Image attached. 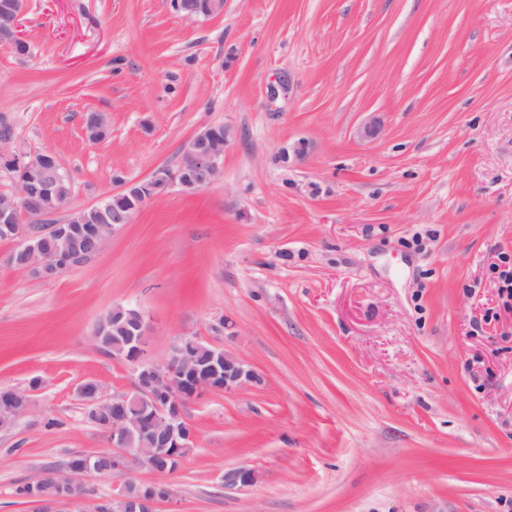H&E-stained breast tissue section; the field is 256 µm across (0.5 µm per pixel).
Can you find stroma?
<instances>
[{"label": "stroma", "mask_w": 512, "mask_h": 512, "mask_svg": "<svg viewBox=\"0 0 512 512\" xmlns=\"http://www.w3.org/2000/svg\"><path fill=\"white\" fill-rule=\"evenodd\" d=\"M21 24L0 119L59 157L70 208L226 135L214 184L147 203L83 267L44 281L0 240V386L40 382L0 431V512H39L19 485L111 451L77 389L132 388L92 335L116 303L149 316L151 359L194 337L261 378L187 405L197 445L157 512H512V308L490 271L512 254V0H24ZM238 466L255 482L225 488ZM181 1L182 0H174L173 7L178 12L182 11V14L186 17L198 16L199 1L201 2V6H204L205 2V9L209 15L218 14L224 10V0H184L180 6Z\"/></svg>", "instance_id": "obj_1"}]
</instances>
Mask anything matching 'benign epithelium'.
<instances>
[{"label": "benign epithelium", "instance_id": "1", "mask_svg": "<svg viewBox=\"0 0 512 512\" xmlns=\"http://www.w3.org/2000/svg\"><path fill=\"white\" fill-rule=\"evenodd\" d=\"M22 38L20 11L14 4L0 6V46L12 48ZM108 115L91 112L85 118L86 130L98 135L106 134ZM225 141L203 129L186 144L180 167L162 174L154 171L143 184L142 199L122 215H110V209L100 204L91 207L97 214L92 224L74 223V214L56 224H24L22 216L29 214L37 205L40 190L23 180L17 181L19 193L0 196V236L17 241L9 261L25 262L18 269L41 280L49 281L63 272L83 266L101 251L106 240L122 225L132 222L135 214L148 202L161 197L176 187L186 195H194L210 186L219 178L224 167ZM42 168L54 179L67 174L65 166L51 151H31L15 142L11 135L0 136V169L20 172ZM127 316L125 332L130 339V355L125 361L133 368V389L126 393L107 397L99 385L86 381L78 388V395L86 409V418L97 425L100 417H111L108 433L112 436V471L125 478L121 489L112 499L97 502L95 512H109L111 501L122 503V510L132 504V512H155V505L174 499L170 484L165 480L167 469L159 465L165 457L174 458L173 448H193L196 433L187 422V404L209 391H236L258 380L251 365L244 359L219 347H210L207 363L199 361L198 350L202 342L185 338L173 345L168 357L156 362L146 356L147 336L152 331L148 315L129 305L112 306V320ZM10 405L0 412V428L10 427L16 419L33 408V399L25 392L13 388L4 389ZM152 432L156 440L148 444L142 433ZM151 463L157 475L155 481L143 484L129 478L134 469ZM100 473L92 457L79 454L75 460L60 469H49L41 478L53 485L56 493L46 495L38 489L30 499L42 505V512H82L81 506L89 488L86 480ZM224 487L233 489L252 484L255 474L245 467L224 471ZM138 486L136 496H127V487Z\"/></svg>", "mask_w": 512, "mask_h": 512}]
</instances>
